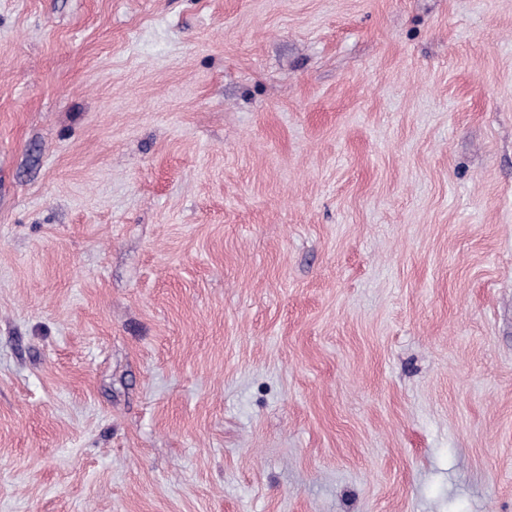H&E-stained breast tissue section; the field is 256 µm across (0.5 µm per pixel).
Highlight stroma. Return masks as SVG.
<instances>
[{
    "instance_id": "obj_1",
    "label": "stroma",
    "mask_w": 512,
    "mask_h": 512,
    "mask_svg": "<svg viewBox=\"0 0 512 512\" xmlns=\"http://www.w3.org/2000/svg\"><path fill=\"white\" fill-rule=\"evenodd\" d=\"M0 512H512V0H0Z\"/></svg>"
}]
</instances>
